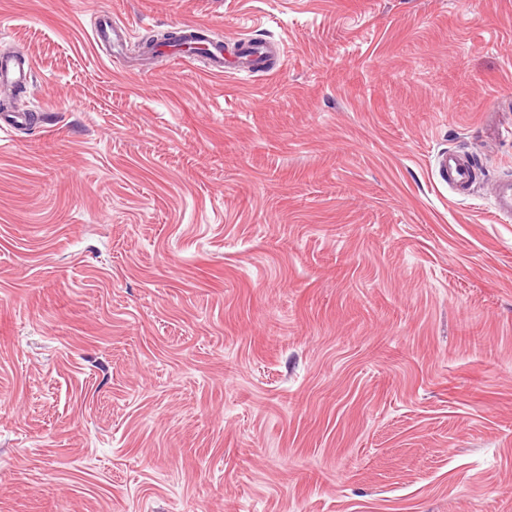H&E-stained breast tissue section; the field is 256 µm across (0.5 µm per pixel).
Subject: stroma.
<instances>
[{"label":"stroma","instance_id":"1","mask_svg":"<svg viewBox=\"0 0 512 512\" xmlns=\"http://www.w3.org/2000/svg\"><path fill=\"white\" fill-rule=\"evenodd\" d=\"M195 23L283 55L141 59ZM4 51L0 512H512V0H0ZM92 32L97 44L108 42L112 45L114 56L119 53L130 37L129 28L108 13H97L92 17ZM205 30H207V27L203 25H184L178 26L177 31L174 33L177 36L197 34L204 37L196 41V45L202 48L205 53H194L192 55L205 59L207 70L210 73L219 76L234 74L233 72L226 71L228 67L237 72L246 70L255 73H268L272 70L267 65V57L270 51V46L267 42L256 43L246 40L238 58H235L234 61H228L224 57L223 42L209 40L204 34ZM33 62L12 55H0V87H18L28 84L33 74ZM437 168L442 181L456 190L465 191L474 183V168L465 156L458 152L439 153Z\"/></svg>","mask_w":512,"mask_h":512}]
</instances>
